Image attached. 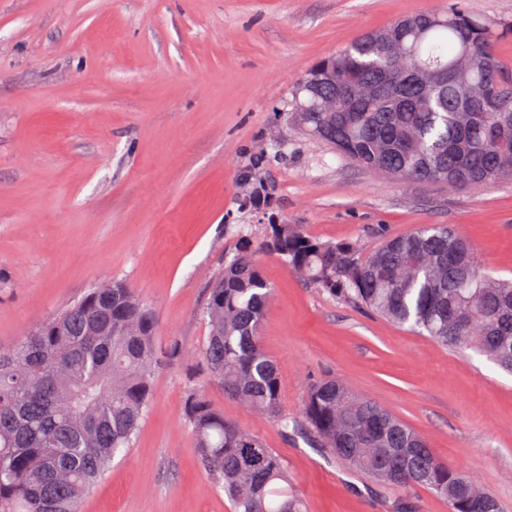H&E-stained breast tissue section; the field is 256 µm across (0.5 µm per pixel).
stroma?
Returning <instances> with one entry per match:
<instances>
[{"mask_svg": "<svg viewBox=\"0 0 512 512\" xmlns=\"http://www.w3.org/2000/svg\"><path fill=\"white\" fill-rule=\"evenodd\" d=\"M444 2L0 0V348L118 279L154 309L158 346L183 351L82 512H231L185 421L192 382L285 461L307 512H448L430 490L380 484L227 399L192 356L225 257L270 224L366 252L445 224L512 279V180L398 183L288 119L313 63ZM259 261L274 286L261 343L289 414L311 383L339 378L512 512V374L319 293L274 255Z\"/></svg>", "mask_w": 512, "mask_h": 512, "instance_id": "obj_1", "label": "stroma"}]
</instances>
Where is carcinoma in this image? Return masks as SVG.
Instances as JSON below:
<instances>
[{
  "label": "carcinoma",
  "instance_id": "obj_1",
  "mask_svg": "<svg viewBox=\"0 0 512 512\" xmlns=\"http://www.w3.org/2000/svg\"><path fill=\"white\" fill-rule=\"evenodd\" d=\"M500 34L461 0L400 19L313 65L292 91L289 118L341 159L396 181L464 190L512 179V82L495 55ZM416 68L458 78L423 92L404 83ZM377 81L375 97L348 95L352 85ZM261 250L322 293L443 346L474 350L508 372L512 281L487 275L446 225L387 236L365 254L294 224H269L259 244L243 236L224 259L203 308L209 336L197 349L224 395L316 438L352 468L388 486L427 488L448 512H486L489 502L500 512L493 495L440 463L420 432L339 379L311 384L300 418L288 416L280 369L260 341L273 295ZM102 284L0 350V512H80L134 443L163 364L158 321L125 284ZM184 411L201 464L231 512H305L288 489L283 459L259 436L225 418L195 385ZM401 448L411 452L393 478L386 461Z\"/></svg>",
  "mask_w": 512,
  "mask_h": 512
}]
</instances>
